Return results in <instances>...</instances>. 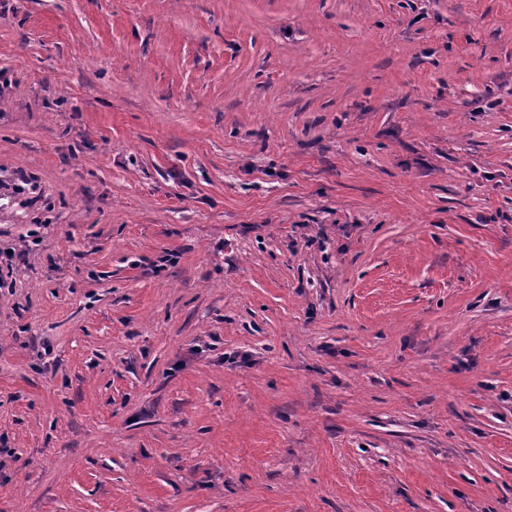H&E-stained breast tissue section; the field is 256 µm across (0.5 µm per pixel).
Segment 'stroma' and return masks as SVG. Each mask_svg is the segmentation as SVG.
Returning a JSON list of instances; mask_svg holds the SVG:
<instances>
[{
  "label": "stroma",
  "instance_id": "stroma-1",
  "mask_svg": "<svg viewBox=\"0 0 512 512\" xmlns=\"http://www.w3.org/2000/svg\"><path fill=\"white\" fill-rule=\"evenodd\" d=\"M0 512H512V0H0Z\"/></svg>",
  "mask_w": 512,
  "mask_h": 512
}]
</instances>
